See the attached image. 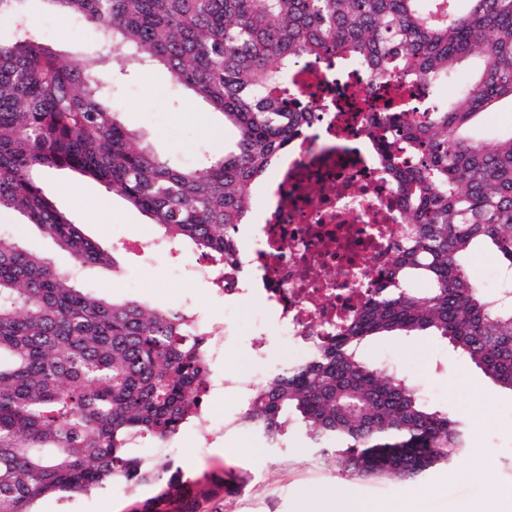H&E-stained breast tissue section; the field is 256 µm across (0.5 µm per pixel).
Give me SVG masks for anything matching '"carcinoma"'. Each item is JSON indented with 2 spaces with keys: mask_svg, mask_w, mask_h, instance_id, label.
<instances>
[{
  "mask_svg": "<svg viewBox=\"0 0 512 512\" xmlns=\"http://www.w3.org/2000/svg\"><path fill=\"white\" fill-rule=\"evenodd\" d=\"M24 2L0 0V20L17 28L0 43V211L83 268L111 258L54 205L45 169L93 177L145 213L162 241L232 263L252 184L311 123L312 113L271 95L288 68L336 50L374 81L400 74L435 88L473 62L477 77L447 108L376 119L403 238L348 324L253 389L240 418L269 448L302 426L320 454L358 477L408 481L454 457L465 445L457 421L359 349L374 336L430 332L512 391V300L462 265L489 244L512 271V133L474 134L482 113L512 104V0H47L100 28L73 60L31 38ZM129 63L164 68L224 115L235 149L173 167L135 146L106 98L113 68ZM414 279L429 288H410ZM207 335L184 310L94 295L0 234V512H34L47 494L109 480L159 487L132 512H200L224 477L203 487L142 449L174 439L202 411Z\"/></svg>",
  "mask_w": 512,
  "mask_h": 512,
  "instance_id": "obj_1",
  "label": "carcinoma"
}]
</instances>
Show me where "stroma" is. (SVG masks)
<instances>
[{
	"instance_id": "stroma-1",
	"label": "stroma",
	"mask_w": 512,
	"mask_h": 512,
	"mask_svg": "<svg viewBox=\"0 0 512 512\" xmlns=\"http://www.w3.org/2000/svg\"><path fill=\"white\" fill-rule=\"evenodd\" d=\"M26 13L36 41L61 56L82 55L98 40L99 30L74 20L45 0H27ZM112 109L119 122L136 133V143L152 148L176 166H189L202 153L223 157L237 131L190 91L171 85L158 66H131L116 77L111 90ZM44 183L57 208L81 224L84 234L113 257L111 267L82 272V285L100 296L139 299L164 310L197 309L202 320L224 319V299L214 289L188 279L186 272L198 258L192 246L179 248L177 261L155 247L158 228L125 199L102 183L70 169H50ZM8 232L28 249L48 256L59 267L70 256L22 217L0 212V231ZM142 247H135V240ZM259 301L238 307L236 325L223 356L211 364L213 374L237 375L261 371L269 382L281 364L283 346L272 340L265 361H256L249 349ZM374 365H391L420 386L427 399L445 409L466 434V446L448 463L439 464L421 478L401 482L391 478H363L338 471L334 461L314 454L304 430L289 433L285 448L266 447L241 425L247 407L243 394L211 395L205 401L218 423V434L207 448L196 447L190 430H182L171 446L185 477L203 473L224 475L233 487L202 505V512H299L306 496L318 492L354 502L399 503L419 498L425 512H486L496 491L512 489V391L503 389L439 337L420 333L372 338L363 348ZM482 449L483 461L473 457ZM152 486L129 495L111 485L89 493H53L39 500L35 512H131L135 500L153 496Z\"/></svg>"
}]
</instances>
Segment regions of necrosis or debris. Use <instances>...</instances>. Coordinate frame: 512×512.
Returning a JSON list of instances; mask_svg holds the SVG:
<instances>
[{
	"label": "necrosis or debris",
	"mask_w": 512,
	"mask_h": 512,
	"mask_svg": "<svg viewBox=\"0 0 512 512\" xmlns=\"http://www.w3.org/2000/svg\"><path fill=\"white\" fill-rule=\"evenodd\" d=\"M277 94L315 120L272 160L260 198L258 240L237 238L236 264L220 266L205 257L190 273L218 288L231 310L260 291L276 330L255 329L251 349L258 358L271 334L306 349L334 332L390 263L403 224L380 135L370 121L391 109L408 120L421 118L432 88L398 76L370 83L364 66L329 53L289 69Z\"/></svg>",
	"instance_id": "1"
}]
</instances>
